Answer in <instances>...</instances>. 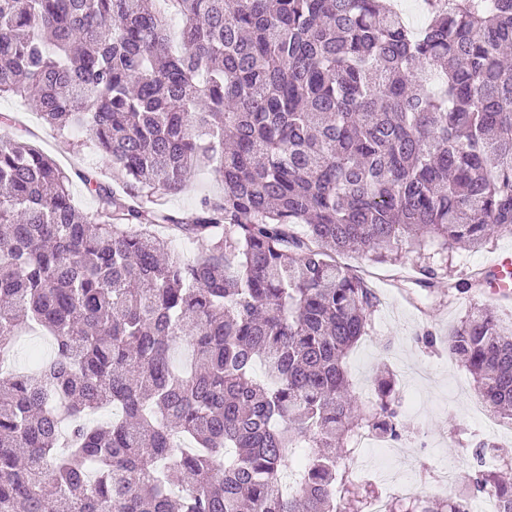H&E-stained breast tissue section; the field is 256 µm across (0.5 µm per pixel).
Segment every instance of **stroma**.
I'll use <instances>...</instances> for the list:
<instances>
[{
    "mask_svg": "<svg viewBox=\"0 0 512 512\" xmlns=\"http://www.w3.org/2000/svg\"><path fill=\"white\" fill-rule=\"evenodd\" d=\"M1 113L15 118V134L68 172L71 191L84 212L97 208L85 189L84 177L120 185L121 175L113 171L104 154L90 147L85 133L51 127L32 107L10 95L0 96ZM220 191L221 182L213 171H199L191 175L186 191L166 198L164 207L172 216L183 218L194 210L201 195ZM508 247H512V235L497 234L477 252L457 247L445 253L430 245L425 253L441 275L456 279L487 266L499 250ZM337 261L362 276L379 299L372 333L346 359L352 388L373 393L381 371L392 373L403 404L401 445L418 457L424 473L433 476L443 465L459 464L481 438L511 451L512 421L505 419L497 428L484 429L473 408L479 394L471 376L445 349L424 348L420 336L427 330L447 336L474 307L491 308L512 319V304L495 302L480 292L456 297L444 292L419 296L414 284L418 259L413 254L397 264L370 261L351 252L338 255Z\"/></svg>",
    "mask_w": 512,
    "mask_h": 512,
    "instance_id": "1",
    "label": "stroma"
}]
</instances>
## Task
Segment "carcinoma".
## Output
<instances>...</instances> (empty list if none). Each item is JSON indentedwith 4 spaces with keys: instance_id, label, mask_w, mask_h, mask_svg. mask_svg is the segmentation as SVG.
<instances>
[{
    "instance_id": "obj_1",
    "label": "carcinoma",
    "mask_w": 512,
    "mask_h": 512,
    "mask_svg": "<svg viewBox=\"0 0 512 512\" xmlns=\"http://www.w3.org/2000/svg\"><path fill=\"white\" fill-rule=\"evenodd\" d=\"M423 3L416 29L396 0H0V96L87 132L124 181L84 178L89 215L69 174L0 134V354L25 330L54 348L0 378V512H364L345 442L400 439L401 402L387 375L355 418L345 360L379 300L332 254L512 234V0ZM210 169L220 198L169 215ZM162 225L203 249L168 252ZM418 271L430 294L479 286ZM422 340L512 419V325L479 309ZM475 459L448 502L386 512L476 492L512 512V458Z\"/></svg>"
}]
</instances>
